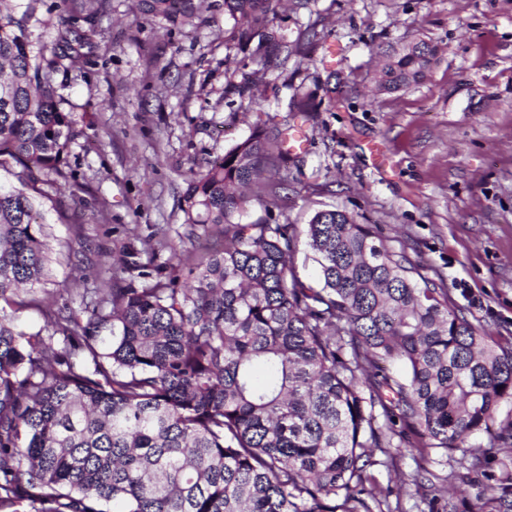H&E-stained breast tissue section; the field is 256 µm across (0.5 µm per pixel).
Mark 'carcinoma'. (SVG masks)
Instances as JSON below:
<instances>
[{
    "instance_id": "1",
    "label": "carcinoma",
    "mask_w": 512,
    "mask_h": 512,
    "mask_svg": "<svg viewBox=\"0 0 512 512\" xmlns=\"http://www.w3.org/2000/svg\"><path fill=\"white\" fill-rule=\"evenodd\" d=\"M41 0H0V301L47 277L46 205L71 178L73 113L54 75L79 64L84 35L30 39ZM203 0H138L172 29ZM270 0H222L234 24L263 25ZM416 42L389 56L382 84L425 78ZM260 127L190 172L184 223L224 225L185 281L86 292V322L49 315L36 331L0 308V512H373L370 468L396 466L394 438L446 455L496 426L512 401V351L437 289L409 275L368 224L317 212L305 229L321 287L294 271L292 224L233 222L236 189L283 161ZM112 323L111 336L93 329ZM404 367L405 375L383 364ZM377 448L385 460L373 459ZM469 512H512V476Z\"/></svg>"
}]
</instances>
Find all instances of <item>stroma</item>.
<instances>
[{
  "mask_svg": "<svg viewBox=\"0 0 512 512\" xmlns=\"http://www.w3.org/2000/svg\"><path fill=\"white\" fill-rule=\"evenodd\" d=\"M94 6L89 16L42 0L50 24L32 35L54 49L69 21L88 43L86 64L55 79L77 121L73 177L54 197L66 221L50 227V276L31 297L65 314L84 286L166 280L198 247L183 213L191 171L256 124L291 126L304 149L265 174L235 222L302 230L317 211H346L512 348V0H272L268 26L241 49L226 48L233 22L220 11L169 31L134 0ZM272 31L291 55L268 42ZM420 40L437 49L425 80L380 89V57ZM303 94L306 118L293 113ZM162 235L177 249L153 255ZM462 456L435 457L423 488L407 450L397 469L371 473L399 512H423L428 498L465 512L447 481Z\"/></svg>",
  "mask_w": 512,
  "mask_h": 512,
  "instance_id": "1",
  "label": "stroma"
}]
</instances>
